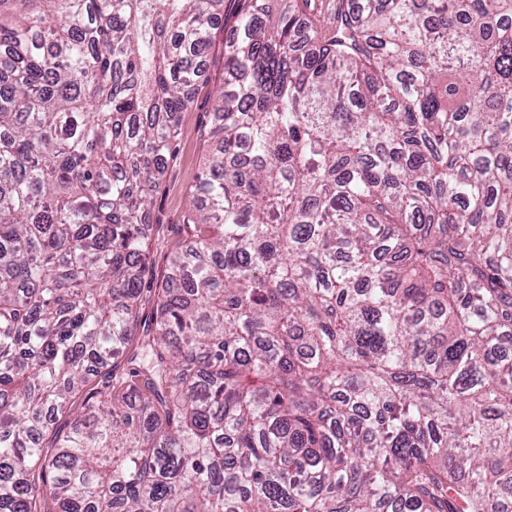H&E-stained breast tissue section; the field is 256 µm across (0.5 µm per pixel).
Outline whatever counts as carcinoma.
I'll use <instances>...</instances> for the list:
<instances>
[{"instance_id": "carcinoma-1", "label": "carcinoma", "mask_w": 512, "mask_h": 512, "mask_svg": "<svg viewBox=\"0 0 512 512\" xmlns=\"http://www.w3.org/2000/svg\"><path fill=\"white\" fill-rule=\"evenodd\" d=\"M298 3L0 0V512H512V0ZM305 13L319 19L321 32L328 35L333 27L338 0H300ZM214 36L208 61L210 79L198 84L191 106L178 117L173 151L152 208L150 224H154V233L146 248L149 273L142 285V324L151 312L155 289L159 288L166 272L170 252L185 237L182 216L196 191L198 176L211 151L204 144L202 129L212 111L214 90L220 86L224 76V39L229 36L228 29L224 31V21Z\"/></svg>"}]
</instances>
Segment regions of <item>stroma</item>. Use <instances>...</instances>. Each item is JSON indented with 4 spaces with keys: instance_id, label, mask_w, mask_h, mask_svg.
<instances>
[{
    "instance_id": "stroma-1",
    "label": "stroma",
    "mask_w": 512,
    "mask_h": 512,
    "mask_svg": "<svg viewBox=\"0 0 512 512\" xmlns=\"http://www.w3.org/2000/svg\"><path fill=\"white\" fill-rule=\"evenodd\" d=\"M226 36L224 29H217L208 61L209 78L199 83L191 106L178 117L173 151L155 196L151 214L154 233L146 248L149 273L142 285L143 308L147 311L152 308L171 250L185 237L182 216L210 152L203 141L202 129L214 104V92L224 76Z\"/></svg>"
}]
</instances>
